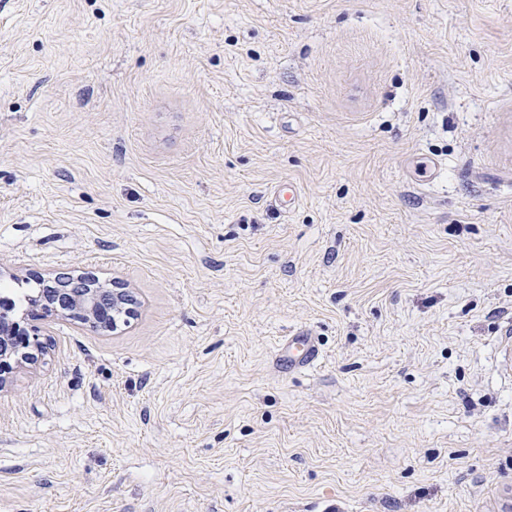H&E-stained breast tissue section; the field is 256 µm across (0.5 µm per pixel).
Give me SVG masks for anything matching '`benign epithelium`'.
I'll list each match as a JSON object with an SVG mask.
<instances>
[{
	"mask_svg": "<svg viewBox=\"0 0 512 512\" xmlns=\"http://www.w3.org/2000/svg\"><path fill=\"white\" fill-rule=\"evenodd\" d=\"M43 288L31 303L32 312L42 319L64 317L93 328L108 327L110 314L131 313V296L122 288L103 284L89 272L77 277L56 276L42 280ZM46 349L41 329L27 327L14 317L11 302L0 297V371L14 363L15 367L31 364Z\"/></svg>",
	"mask_w": 512,
	"mask_h": 512,
	"instance_id": "obj_1",
	"label": "benign epithelium"
}]
</instances>
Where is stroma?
Returning a JSON list of instances; mask_svg holds the SVG:
<instances>
[{"instance_id": "stroma-1", "label": "stroma", "mask_w": 512, "mask_h": 512, "mask_svg": "<svg viewBox=\"0 0 512 512\" xmlns=\"http://www.w3.org/2000/svg\"><path fill=\"white\" fill-rule=\"evenodd\" d=\"M81 271L0 512H512V0H0V285ZM43 288L33 299L32 313L46 320L64 317L80 321L93 328H108L106 323L113 313L112 328L117 327L114 314L131 313L132 299L123 288L103 284L89 272H82L76 278L55 276L41 279ZM128 306V307H126ZM320 359V348L309 331H299L277 349L276 367L280 372L295 371L314 365Z\"/></svg>"}]
</instances>
